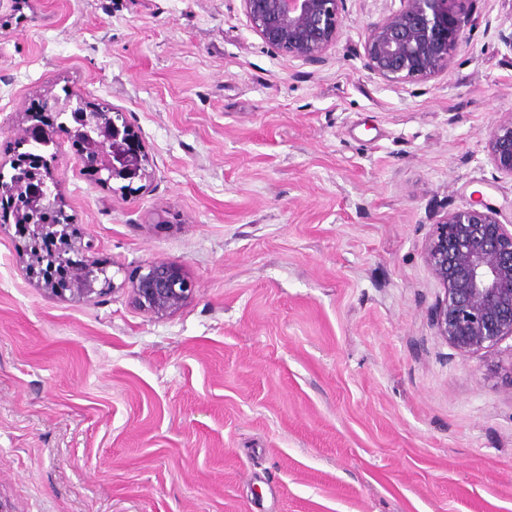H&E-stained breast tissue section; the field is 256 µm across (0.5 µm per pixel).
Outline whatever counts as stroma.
Returning <instances> with one entry per match:
<instances>
[{"label": "stroma", "mask_w": 512, "mask_h": 512, "mask_svg": "<svg viewBox=\"0 0 512 512\" xmlns=\"http://www.w3.org/2000/svg\"><path fill=\"white\" fill-rule=\"evenodd\" d=\"M399 0H347L324 62L271 53L241 0H0V163L42 95L125 112L123 191L52 168L114 290L46 294L0 228V501L12 512H512V344L432 324L424 246L481 199L512 225L486 132L512 117V0H465L447 71L390 84L358 52ZM155 260L195 293L157 318ZM125 290L136 310L156 317L176 313L195 292L193 283L180 267L165 260L141 267Z\"/></svg>", "instance_id": "obj_1"}]
</instances>
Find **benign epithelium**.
Listing matches in <instances>:
<instances>
[{"instance_id":"7a95c632","label":"benign epithelium","mask_w":512,"mask_h":512,"mask_svg":"<svg viewBox=\"0 0 512 512\" xmlns=\"http://www.w3.org/2000/svg\"><path fill=\"white\" fill-rule=\"evenodd\" d=\"M251 30L273 52L308 63L322 61L341 36L346 0H242ZM460 0H400V8L368 23L361 35L365 69L391 83L427 81L453 60L472 26ZM17 140L48 147L60 139L81 143L83 162L94 180L149 177V156L126 113L56 95L21 117ZM490 158L512 177V118L494 123L488 133ZM46 159L18 153L13 177L0 180V196L14 200V235L19 258L39 267L42 288L52 296L90 301L113 285L108 265L90 254L74 216L66 210ZM53 211L54 224H35L32 215ZM424 259L443 286L434 307L438 335L461 355L491 351L512 339V229L497 211L478 200L448 213L424 247ZM139 312L156 317L179 311L193 296V283L180 267L165 260L141 267L126 288Z\"/></svg>"}]
</instances>
